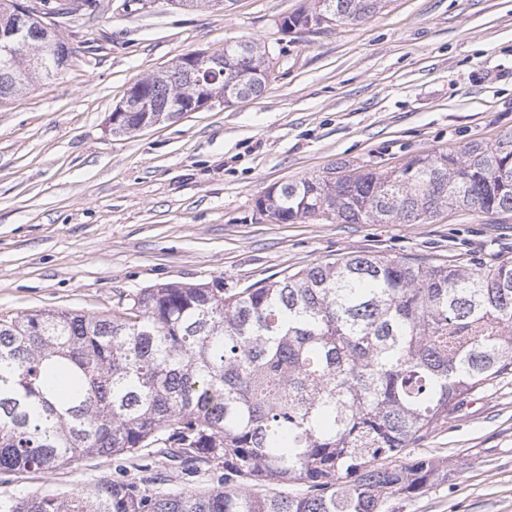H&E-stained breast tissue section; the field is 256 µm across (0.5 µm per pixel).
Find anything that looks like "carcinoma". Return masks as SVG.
<instances>
[{
  "label": "carcinoma",
  "mask_w": 512,
  "mask_h": 512,
  "mask_svg": "<svg viewBox=\"0 0 512 512\" xmlns=\"http://www.w3.org/2000/svg\"><path fill=\"white\" fill-rule=\"evenodd\" d=\"M0 0V32L24 37L0 58V97L65 70L74 48L46 25L72 13H20ZM382 0H313L284 30L359 21ZM265 46L224 47L211 94L229 103L267 83ZM173 118L196 75L175 62L137 81ZM257 209L283 224H418L444 207L512 212V133L460 155H418L390 171L331 169L271 187ZM512 373V263L477 269L355 254L245 288L170 283L130 295L120 314L32 310L0 317V472H53L79 456L157 458L139 481L0 497V512H387L448 483V463L405 462L475 392ZM224 471L200 493L168 486Z\"/></svg>",
  "instance_id": "carcinoma-1"
}]
</instances>
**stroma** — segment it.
<instances>
[{
    "mask_svg": "<svg viewBox=\"0 0 512 512\" xmlns=\"http://www.w3.org/2000/svg\"><path fill=\"white\" fill-rule=\"evenodd\" d=\"M309 4L97 0L73 12L65 71L0 98V317L109 314L157 284L241 288L361 253L512 262L511 213L283 224L258 211L271 186L337 165L397 167L512 133V0H384L360 21L283 31ZM239 40L269 51L261 95L112 134L108 116L137 79ZM407 457L447 460L451 475L394 512H512V374ZM133 463L79 457L50 474H0V497L68 495Z\"/></svg>",
    "mask_w": 512,
    "mask_h": 512,
    "instance_id": "stroma-1",
    "label": "stroma"
}]
</instances>
